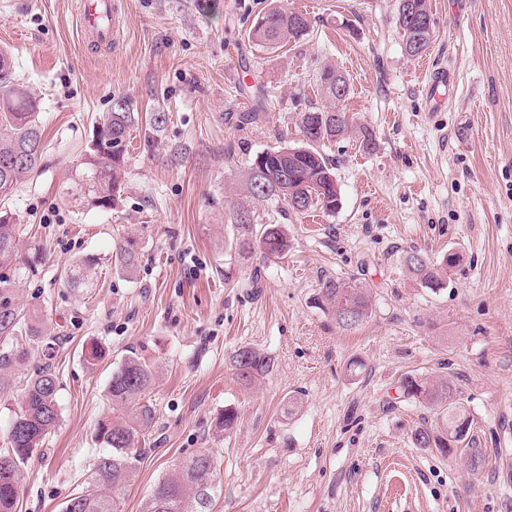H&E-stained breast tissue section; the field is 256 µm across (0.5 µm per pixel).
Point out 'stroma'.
Instances as JSON below:
<instances>
[{
	"instance_id": "1",
	"label": "stroma",
	"mask_w": 512,
	"mask_h": 512,
	"mask_svg": "<svg viewBox=\"0 0 512 512\" xmlns=\"http://www.w3.org/2000/svg\"><path fill=\"white\" fill-rule=\"evenodd\" d=\"M121 29L88 49L79 0H0V49L43 105L47 151L11 198L25 236L47 248L18 296L46 340L23 341L0 391V445L20 407L27 364L52 363L61 422L25 464L17 512H61L90 494L105 447L98 422L112 413L113 373L130 356L155 368L156 423L122 512H140L179 460L213 449L224 493L213 512H512V0H428L433 39L409 55L397 0H224L200 16L191 0H117ZM280 5L311 18L308 35L268 50L248 33ZM439 62L454 93L433 108L424 63ZM350 84V121L321 150L333 164L336 212H293L251 196V158L301 145L300 113L326 106L319 72ZM269 94L257 123L240 126ZM126 100L164 123L132 126L122 198L109 212L65 206L61 190L99 115ZM366 125L376 148L365 153ZM282 225L287 253L262 263L239 255L232 216ZM134 238L132 273L112 263L116 239ZM461 260L430 290L407 273L417 251ZM92 255L84 287L62 270ZM356 281L372 295L357 329L317 306L322 280ZM272 362L249 387L234 351ZM100 358H90L91 349ZM363 364L357 374L347 365ZM410 371L453 378L473 419L479 458L412 443L430 420L400 397ZM238 422L216 428L225 407Z\"/></svg>"
}]
</instances>
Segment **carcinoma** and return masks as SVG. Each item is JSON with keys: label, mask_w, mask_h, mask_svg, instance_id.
Returning a JSON list of instances; mask_svg holds the SVG:
<instances>
[{"label": "carcinoma", "mask_w": 512, "mask_h": 512, "mask_svg": "<svg viewBox=\"0 0 512 512\" xmlns=\"http://www.w3.org/2000/svg\"><path fill=\"white\" fill-rule=\"evenodd\" d=\"M196 12L204 17L218 13L223 0H193ZM428 0H398V25L402 40L416 43L410 54L417 56L428 48L432 31L420 34L417 18L429 16ZM310 29L303 13L276 7L257 19L250 38L261 47L277 49L298 41ZM336 82V69L321 70L323 93L336 102L346 99L349 83L343 93L335 95L330 86ZM336 109L310 107L301 112L300 128L306 145L280 147L263 151L251 160L249 192L259 198L283 201L293 211L320 208L336 212L338 199L336 179L329 159L316 145L348 131V117L337 125H327L325 115ZM132 114L125 100L112 104L94 126V138L80 155L70 182L63 186L62 200L84 210H110L124 190V167L128 159V136ZM45 144L41 122V100L18 73L10 54L0 50V391L11 386L5 370L14 366L19 351L8 341L23 336L39 337L42 327L36 316L17 302L16 288L26 276L38 274L42 251L37 242L23 240L19 224L8 206L23 180L41 165ZM234 236L239 253L259 252L269 259L288 250V238L280 224L252 222L249 211L240 209L234 215ZM418 252L404 257L409 273L426 288L440 285L438 269L454 267L460 260L456 252L444 255L438 263ZM114 266L130 273L137 266L135 243L122 240L115 245ZM94 260L81 257L65 271L71 288H81L90 281ZM321 308L343 330H352L372 312L371 298L356 283L326 279L321 287ZM238 381L250 386L271 370V360L257 350L241 347L232 356ZM153 379L151 365L137 356L129 357L112 375V416L101 420L95 439L108 448L97 457L93 479L97 490L92 494L70 496L62 512H121L117 492L134 477L139 461V445L155 421L152 404L144 402ZM401 397L413 400L432 413L431 424L417 427L412 433L414 445L431 448L441 456L468 451L473 434L470 413L461 402L458 387L448 376L430 378L408 372L401 376ZM60 421L56 378L51 364L37 366L27 375L21 410L8 427V446L0 448V512H15L19 498L22 466L33 455L45 437ZM213 451L200 450L196 455L174 465L173 471L159 480L145 499L141 512H213L222 496Z\"/></svg>", "instance_id": "carcinoma-1"}]
</instances>
